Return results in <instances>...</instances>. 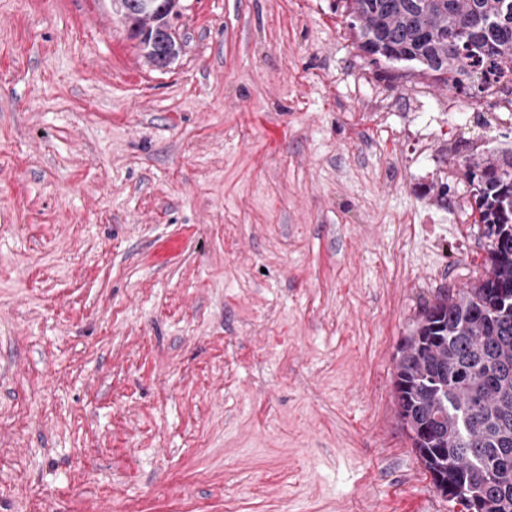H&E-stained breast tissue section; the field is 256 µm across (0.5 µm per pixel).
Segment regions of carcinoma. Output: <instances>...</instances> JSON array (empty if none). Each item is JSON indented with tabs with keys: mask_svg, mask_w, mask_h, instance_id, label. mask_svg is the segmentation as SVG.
Wrapping results in <instances>:
<instances>
[{
	"mask_svg": "<svg viewBox=\"0 0 512 512\" xmlns=\"http://www.w3.org/2000/svg\"><path fill=\"white\" fill-rule=\"evenodd\" d=\"M138 46L155 64L177 47L157 29L145 0H112ZM361 48L388 61L413 62L423 73L471 97L489 76H512V0H338ZM473 186L478 222L489 240L484 274L424 311L414 347L398 364L396 392L405 416L429 428L413 447L425 469L462 486L465 509L512 512V306L491 300L512 290V155L463 165ZM457 409L473 411L470 431Z\"/></svg>",
	"mask_w": 512,
	"mask_h": 512,
	"instance_id": "obj_1",
	"label": "carcinoma"
}]
</instances>
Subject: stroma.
<instances>
[{
    "instance_id": "obj_1",
    "label": "stroma",
    "mask_w": 512,
    "mask_h": 512,
    "mask_svg": "<svg viewBox=\"0 0 512 512\" xmlns=\"http://www.w3.org/2000/svg\"><path fill=\"white\" fill-rule=\"evenodd\" d=\"M0 0V512H464L398 414L484 271L512 95L364 52L336 0ZM180 249L156 259L169 240ZM115 4V12L130 24L131 35L138 40V37H145L138 42V46L145 52L146 57L156 65L165 61L172 48H177L175 38L170 34L163 33L155 27L163 19L158 14L157 5L153 9L145 7V0H112ZM147 28L149 30L147 31ZM178 49V48H177Z\"/></svg>"
}]
</instances>
